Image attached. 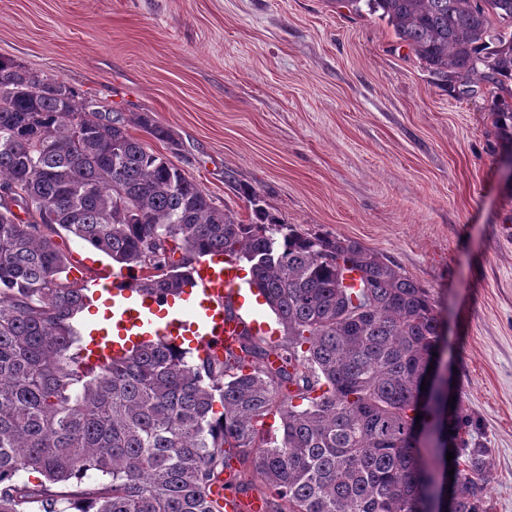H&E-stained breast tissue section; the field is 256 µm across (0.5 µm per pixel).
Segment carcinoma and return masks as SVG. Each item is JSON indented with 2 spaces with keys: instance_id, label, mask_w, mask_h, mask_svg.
<instances>
[{
  "instance_id": "carcinoma-1",
  "label": "carcinoma",
  "mask_w": 512,
  "mask_h": 512,
  "mask_svg": "<svg viewBox=\"0 0 512 512\" xmlns=\"http://www.w3.org/2000/svg\"><path fill=\"white\" fill-rule=\"evenodd\" d=\"M340 2L379 14L437 85L512 97V0ZM495 116L512 150V105ZM131 123L178 145L151 112ZM131 123L0 57V512H224L211 488L248 495L249 464L264 512H489L485 450L428 370L444 342L429 292L245 188L242 223ZM60 228L159 299L208 257L244 259L282 333H246L221 358L156 339L90 363L72 325L87 288L67 279Z\"/></svg>"
}]
</instances>
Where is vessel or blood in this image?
<instances>
[{"mask_svg":"<svg viewBox=\"0 0 512 512\" xmlns=\"http://www.w3.org/2000/svg\"><path fill=\"white\" fill-rule=\"evenodd\" d=\"M243 286L235 265L201 262L191 285L184 288V317L158 325L156 301L135 297L126 280L113 272L102 275L92 285L93 296L108 292L112 297L109 321L103 326L90 327L93 342L88 348L93 358L112 355L127 345L133 336L177 337L191 335L197 348L214 354L237 346V338L246 322L243 318H228L225 301H238ZM211 495L224 506V512H260L259 499L243 500L232 490L213 487Z\"/></svg>","mask_w":512,"mask_h":512,"instance_id":"1","label":"vessel or blood"}]
</instances>
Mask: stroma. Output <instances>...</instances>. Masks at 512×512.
<instances>
[{"label": "stroma", "instance_id": "1", "mask_svg": "<svg viewBox=\"0 0 512 512\" xmlns=\"http://www.w3.org/2000/svg\"><path fill=\"white\" fill-rule=\"evenodd\" d=\"M0 56L99 109L153 113L178 146L151 148L239 220L252 207L228 175L429 289L491 512H512V179L487 86L436 85L385 21L336 0H0ZM55 242L71 281L112 267Z\"/></svg>", "mask_w": 512, "mask_h": 512}]
</instances>
